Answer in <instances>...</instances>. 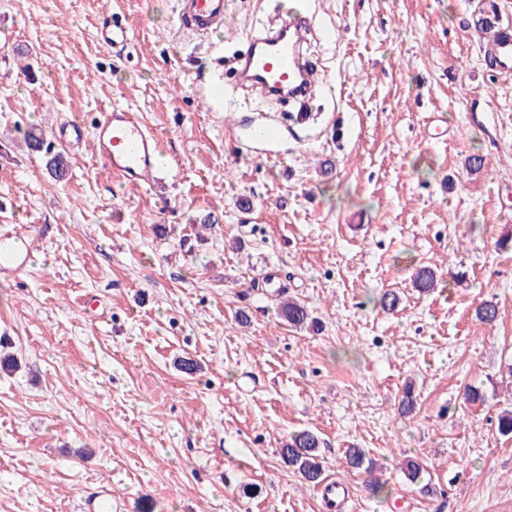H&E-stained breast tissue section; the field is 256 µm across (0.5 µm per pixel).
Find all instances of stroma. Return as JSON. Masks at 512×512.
Listing matches in <instances>:
<instances>
[{
  "label": "stroma",
  "mask_w": 512,
  "mask_h": 512,
  "mask_svg": "<svg viewBox=\"0 0 512 512\" xmlns=\"http://www.w3.org/2000/svg\"><path fill=\"white\" fill-rule=\"evenodd\" d=\"M303 3L328 79L308 127L265 149L237 122L304 106L255 111L233 58L288 0H225L207 34L178 0H0V225L31 249L0 274V352L18 364L0 372V512H77L103 482L112 512H329L279 457L300 430L349 486L339 512H512L497 430L512 404V73L485 72L470 25L489 9L512 23V0ZM113 21L131 32L120 53L96 39ZM215 73L239 111L202 106ZM108 105L161 135L159 183L126 185L57 138ZM33 125L66 179L27 149ZM420 266L438 272L426 293ZM271 269L317 327L280 318ZM487 300L491 324L475 315ZM470 386L483 401H464Z\"/></svg>",
  "instance_id": "obj_1"
}]
</instances>
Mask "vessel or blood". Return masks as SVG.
Here are the masks:
<instances>
[{
	"mask_svg": "<svg viewBox=\"0 0 512 512\" xmlns=\"http://www.w3.org/2000/svg\"><path fill=\"white\" fill-rule=\"evenodd\" d=\"M182 21L200 32L224 25V0H179ZM312 27L308 15L298 14L276 28L255 36L240 58L238 76L268 100L313 96L321 84L316 66L303 55L302 46ZM101 42L112 49L124 48L130 40L127 26L115 22L98 30ZM484 61L489 72L512 69V28L506 27L486 44ZM77 140L91 144L112 172L124 182L140 186L154 183L162 170V141L154 130L136 120L131 111L110 107L91 126L74 124ZM256 143L275 145L281 140L279 125L261 123L246 128ZM29 245L9 230H0V271L23 267ZM314 488L329 502L349 497L347 484L333 477L319 479ZM78 512H112V490L100 487L96 495L81 500Z\"/></svg>",
	"mask_w": 512,
	"mask_h": 512,
	"instance_id": "b4317fda",
	"label": "vessel or blood"
}]
</instances>
